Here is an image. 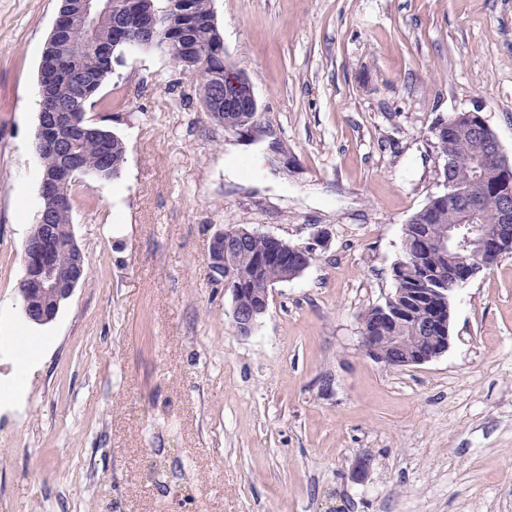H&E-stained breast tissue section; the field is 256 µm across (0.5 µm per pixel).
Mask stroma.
<instances>
[{"label":"stroma","instance_id":"35a3bbf8","mask_svg":"<svg viewBox=\"0 0 512 512\" xmlns=\"http://www.w3.org/2000/svg\"><path fill=\"white\" fill-rule=\"evenodd\" d=\"M260 129L225 131L164 53L127 48L91 119L86 277L47 326L18 290L41 206L42 54L61 0H0V512H512V254L451 298L440 357L369 356L403 228L439 189L429 128L480 111L512 159V0H212ZM330 231L247 337L214 233ZM364 474H357L358 463Z\"/></svg>","mask_w":512,"mask_h":512}]
</instances>
